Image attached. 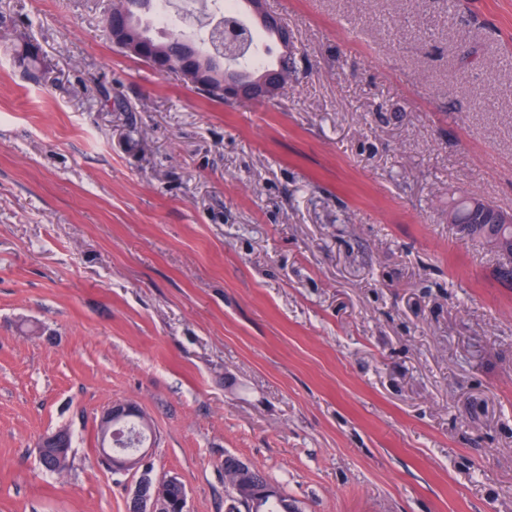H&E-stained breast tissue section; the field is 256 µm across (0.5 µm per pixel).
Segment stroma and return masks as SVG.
I'll return each instance as SVG.
<instances>
[{
  "label": "stroma",
  "mask_w": 512,
  "mask_h": 512,
  "mask_svg": "<svg viewBox=\"0 0 512 512\" xmlns=\"http://www.w3.org/2000/svg\"><path fill=\"white\" fill-rule=\"evenodd\" d=\"M111 6L0 0V512H126L115 401L188 512L228 454L300 512H512V288L448 222L512 212V0H264L296 71L234 105ZM38 447L40 456L41 448H43L47 459L55 467L58 464H62L68 456L71 447V435L66 429H58L43 435Z\"/></svg>",
  "instance_id": "35a3bbf8"
}]
</instances>
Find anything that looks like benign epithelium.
<instances>
[{
	"label": "benign epithelium",
	"instance_id": "obj_1",
	"mask_svg": "<svg viewBox=\"0 0 512 512\" xmlns=\"http://www.w3.org/2000/svg\"><path fill=\"white\" fill-rule=\"evenodd\" d=\"M206 30L215 35V44L210 46L214 59L224 64V81L220 87L210 84L203 76L196 75L194 84L202 89H211L230 101L243 99H264L278 92L279 83L274 76H264L243 80L232 64L244 52L248 37L243 24L221 15H214L204 21ZM113 46L125 53L147 58V48L139 39H131L125 34L112 35ZM483 206L473 203V213L477 224H511L512 213L498 210L491 217H483ZM130 417H136L142 426L151 429L146 415L132 403H114L101 414L98 428L100 436L99 451L115 471H136L139 473L134 488L130 493L128 512H165L168 507V495L165 489H181V512H186V491L175 477H162L153 473L152 468L144 464L147 453L139 450L134 454L112 452V439L119 435V425ZM39 447L53 465H58L68 456L71 447V435L66 429H58L42 436ZM238 475L237 495L239 500L250 499L255 485L261 482L260 471L246 463L238 462L235 467Z\"/></svg>",
	"mask_w": 512,
	"mask_h": 512
}]
</instances>
